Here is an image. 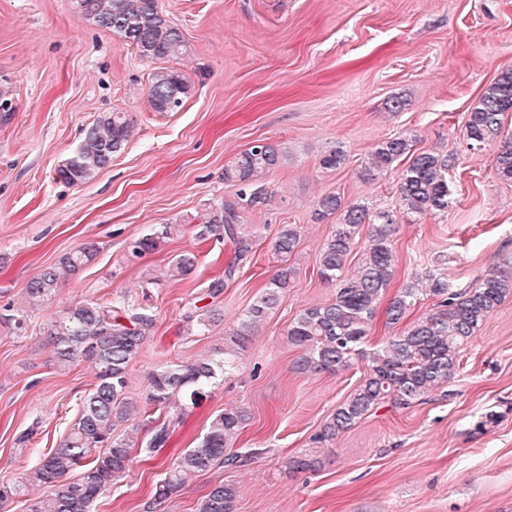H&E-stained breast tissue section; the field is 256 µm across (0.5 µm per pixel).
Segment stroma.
Returning <instances> with one entry per match:
<instances>
[{"label": "stroma", "mask_w": 512, "mask_h": 512, "mask_svg": "<svg viewBox=\"0 0 512 512\" xmlns=\"http://www.w3.org/2000/svg\"><path fill=\"white\" fill-rule=\"evenodd\" d=\"M183 33L174 60L190 85L182 108L154 111L148 100L156 64L112 31L85 20L73 0H0V482L21 488L0 512H26L42 495L25 473L36 454L56 447L95 384L86 360L60 365L49 324L79 302L125 297L151 308L156 325L128 369L127 393L144 399L148 377L170 364L229 356L223 382L190 405L169 409L177 423L149 461L135 460L97 501L95 512H194L215 484H234L238 512H512V296L460 353L447 384L407 408L382 404L320 455L316 472L288 462L366 374L348 369L297 373L289 324L328 303L334 284L318 251L336 222L314 212L328 194L371 211H392L394 276L382 295L370 345L399 328L385 311L398 290L432 266L450 284L476 285L512 254V181L493 158L512 140V112L499 140L472 150L464 122L486 87L512 68V0H159ZM125 113L132 136L93 180L73 187L58 168L103 112ZM415 136L417 150L449 153L448 211L415 218L399 207L402 164L360 177L362 160L390 137ZM282 144L280 168L265 180L272 201L240 214L252 250L213 304L220 322L190 332L186 317L210 280L235 263L224 237L201 240L208 206L233 197L224 166L253 141ZM335 170L320 159L336 148ZM181 231L142 257L131 242L160 225ZM299 243L275 252L280 225ZM99 252L55 295L32 308L28 281L83 243ZM196 257L191 274L170 278L179 254ZM284 266L294 275L285 300L249 340L229 336ZM247 407L237 447L260 455L241 467L218 465L189 477L156 503L155 486L175 458L194 447L212 416Z\"/></svg>", "instance_id": "stroma-1"}]
</instances>
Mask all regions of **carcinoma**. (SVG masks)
Segmentation results:
<instances>
[{"label": "carcinoma", "mask_w": 512, "mask_h": 512, "mask_svg": "<svg viewBox=\"0 0 512 512\" xmlns=\"http://www.w3.org/2000/svg\"><path fill=\"white\" fill-rule=\"evenodd\" d=\"M77 12L96 26L120 35L138 54L162 63L151 74L148 97L157 112L181 108L189 86L183 75L165 63L186 51L179 28L166 19L158 0H74ZM512 112V70L490 84L468 112L465 136L469 148L480 149L501 133L502 116ZM130 136L122 112H102L84 131L80 145L58 170L61 180L79 186L93 179L121 153ZM410 135L391 137L376 145L362 161L360 177L387 170L397 162L401 171L399 206L417 217L448 211V154L414 149ZM285 151L281 145L260 141L241 152L224 167V182L236 188L233 200L209 207L198 225L201 239L217 232L236 247L235 259L248 252L247 236L240 227L239 212L268 201L264 178L276 170ZM496 173L512 180V143L497 152ZM336 216L331 233L319 251L322 279L336 285L335 300L303 310L286 333L288 343L300 350L296 369L320 372L346 369L354 357L367 358L369 369L356 388L313 435L314 447L293 458L289 468L315 472L321 466L318 448L370 416L386 402L409 407L441 387L459 365L461 347L483 326L487 317L512 295V256L486 275L475 288L456 289L442 273L427 268L415 275L393 297L387 308V323H400L406 313L428 297L436 299L434 311L367 351L364 345L376 316L378 303L393 278L394 239L399 231L395 215L388 210L372 212L361 203H344L328 194L318 203L315 219ZM367 236L357 271L346 272L347 258L362 228ZM175 230L163 224L154 233L134 241L131 252L139 257L152 252ZM293 224L280 226L275 251L290 255L298 245ZM99 251L95 242L83 244L59 261V266L42 269L25 288L29 305L37 306L55 294L63 274H72L91 262ZM196 264L192 253L175 257L170 275H189ZM294 270L282 267L262 294L251 304L233 332L232 342L248 339L254 327L267 318L286 297ZM221 320L213 308L190 313L187 321L202 332ZM155 328L151 310L141 304L117 299L80 302L48 328L56 360L65 366L83 358L96 369V383L81 402L79 414L66 437L56 448L42 454L28 469L26 480L45 488L31 500L26 512H92L97 499L129 471L132 454L149 459L169 439V426L153 429L137 445L112 436L119 424L138 415L163 414L175 396L196 404L206 389L224 372L225 361L173 364L149 374V391L144 402L126 394L127 369ZM251 419L245 407L216 414L197 444L181 453L154 492L164 502L179 492L185 478L211 470L219 464L235 467L249 458L232 451L241 431ZM236 487L214 485L195 512H235Z\"/></svg>", "instance_id": "cac0c4a2"}]
</instances>
